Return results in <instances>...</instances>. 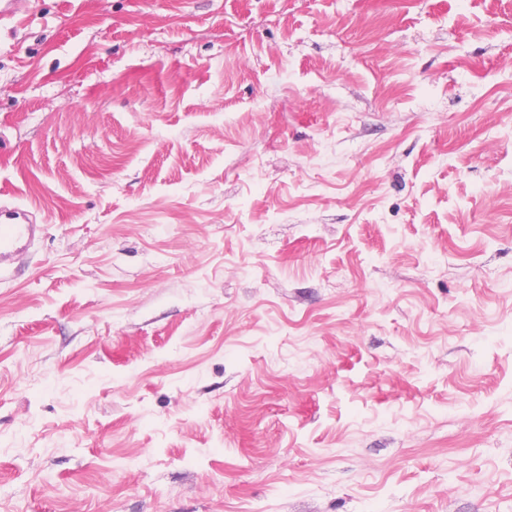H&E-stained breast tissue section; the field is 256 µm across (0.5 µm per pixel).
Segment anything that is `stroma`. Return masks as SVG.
<instances>
[{
  "mask_svg": "<svg viewBox=\"0 0 512 512\" xmlns=\"http://www.w3.org/2000/svg\"><path fill=\"white\" fill-rule=\"evenodd\" d=\"M0 202V512H512V0H30ZM0 271L6 272L12 255L27 247L35 238L36 224H29L27 208L0 211Z\"/></svg>",
  "mask_w": 512,
  "mask_h": 512,
  "instance_id": "obj_1",
  "label": "stroma"
}]
</instances>
